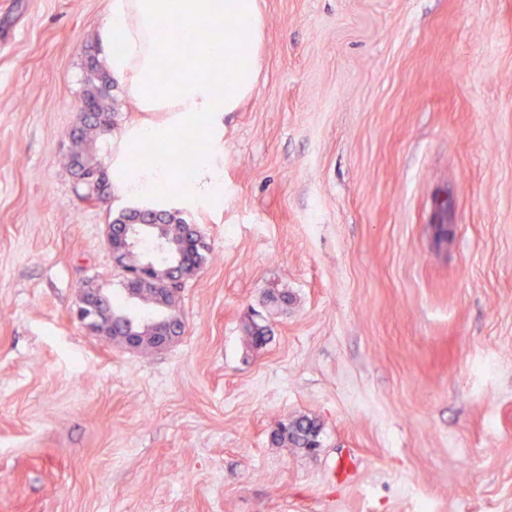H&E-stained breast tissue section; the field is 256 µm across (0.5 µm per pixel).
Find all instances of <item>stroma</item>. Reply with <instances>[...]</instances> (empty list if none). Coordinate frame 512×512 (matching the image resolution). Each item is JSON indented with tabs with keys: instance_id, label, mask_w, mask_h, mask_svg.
<instances>
[{
	"instance_id": "1",
	"label": "stroma",
	"mask_w": 512,
	"mask_h": 512,
	"mask_svg": "<svg viewBox=\"0 0 512 512\" xmlns=\"http://www.w3.org/2000/svg\"><path fill=\"white\" fill-rule=\"evenodd\" d=\"M258 4L222 195L163 202L211 259L143 353L76 318L139 203L65 165L111 0H0V512H512V0ZM112 107L116 144L168 119ZM299 414L317 452L271 441Z\"/></svg>"
}]
</instances>
